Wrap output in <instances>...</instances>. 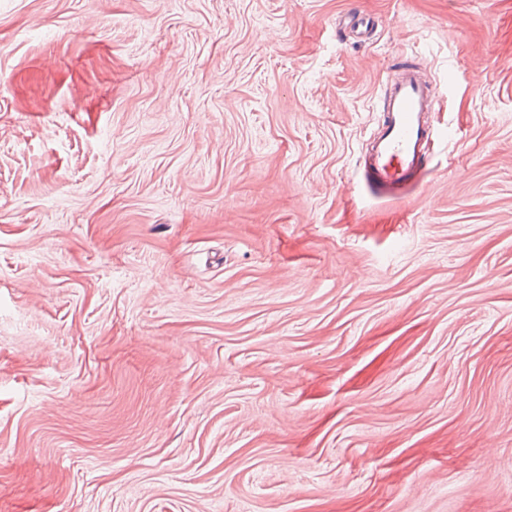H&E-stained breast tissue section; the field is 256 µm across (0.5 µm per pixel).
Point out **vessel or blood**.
Here are the masks:
<instances>
[{
	"mask_svg": "<svg viewBox=\"0 0 512 512\" xmlns=\"http://www.w3.org/2000/svg\"><path fill=\"white\" fill-rule=\"evenodd\" d=\"M434 103V91L417 66L403 61L385 90L381 122L363 157L368 178L380 192L399 190L428 172Z\"/></svg>",
	"mask_w": 512,
	"mask_h": 512,
	"instance_id": "1",
	"label": "vessel or blood"
}]
</instances>
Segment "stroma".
<instances>
[{"instance_id": "stroma-1", "label": "stroma", "mask_w": 512, "mask_h": 512, "mask_svg": "<svg viewBox=\"0 0 512 512\" xmlns=\"http://www.w3.org/2000/svg\"><path fill=\"white\" fill-rule=\"evenodd\" d=\"M0 512H512V0H0ZM434 89L422 81L417 65L403 61L387 85L381 123L367 141L364 168L380 192L399 190L429 173L427 146L434 135Z\"/></svg>"}]
</instances>
